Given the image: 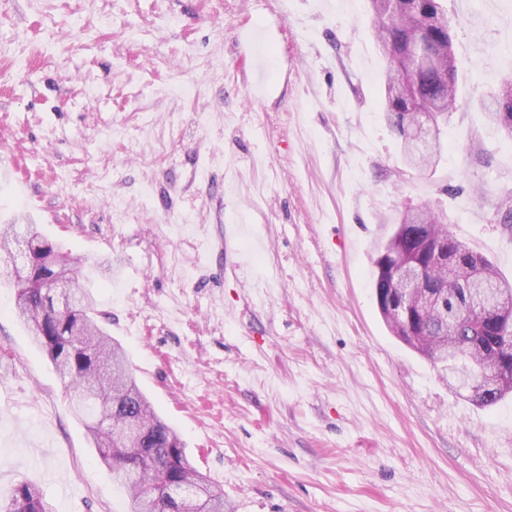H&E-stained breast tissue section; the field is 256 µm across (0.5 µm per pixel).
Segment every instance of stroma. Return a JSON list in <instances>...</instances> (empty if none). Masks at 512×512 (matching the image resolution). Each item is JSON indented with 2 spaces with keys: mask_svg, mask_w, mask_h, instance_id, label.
I'll return each mask as SVG.
<instances>
[{
  "mask_svg": "<svg viewBox=\"0 0 512 512\" xmlns=\"http://www.w3.org/2000/svg\"><path fill=\"white\" fill-rule=\"evenodd\" d=\"M458 109L405 169L368 0H0V224L81 260L112 338L226 512H512V399L384 323L375 260L429 209L512 280V0H443ZM111 271H104V262ZM0 286V498L124 512ZM504 104L510 107L512 105V79L501 82L491 106L487 108L490 120L509 130L511 133L507 134L512 135V112H498ZM502 113H510V119L502 116ZM512 386V377L505 375L504 377L500 373H481L480 375L470 379L465 385L467 392L471 395L479 394L481 396L488 395L491 391L493 392L492 397H484L480 402H474L483 406H492L503 399L507 398L509 394L512 395V390H504ZM500 390V391H499ZM0 512H54V510L35 483L24 481L14 487L7 499H0Z\"/></svg>",
  "mask_w": 512,
  "mask_h": 512,
  "instance_id": "stroma-1",
  "label": "stroma"
}]
</instances>
